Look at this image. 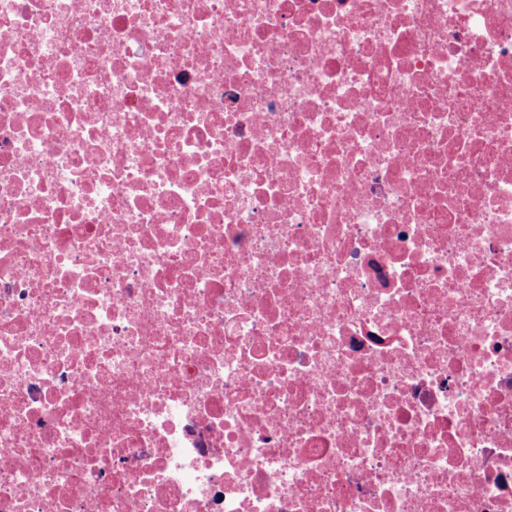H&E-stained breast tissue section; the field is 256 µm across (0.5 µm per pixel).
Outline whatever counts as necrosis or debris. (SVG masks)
<instances>
[{"label": "necrosis or debris", "mask_w": 512, "mask_h": 512, "mask_svg": "<svg viewBox=\"0 0 512 512\" xmlns=\"http://www.w3.org/2000/svg\"><path fill=\"white\" fill-rule=\"evenodd\" d=\"M0 512H512V0H0Z\"/></svg>", "instance_id": "1"}]
</instances>
